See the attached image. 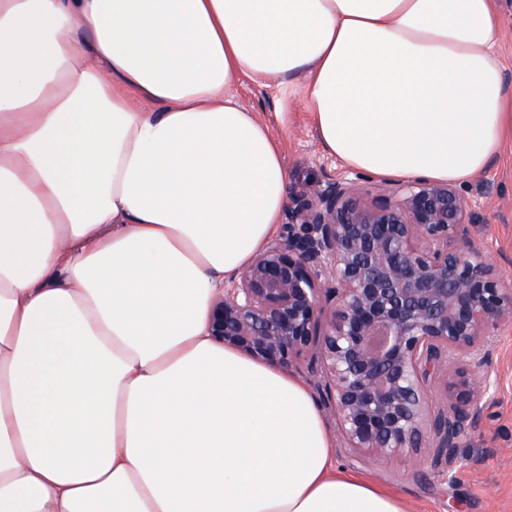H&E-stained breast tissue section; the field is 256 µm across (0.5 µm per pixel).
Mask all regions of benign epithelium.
I'll use <instances>...</instances> for the list:
<instances>
[{
  "label": "benign epithelium",
  "instance_id": "7a95c632",
  "mask_svg": "<svg viewBox=\"0 0 512 512\" xmlns=\"http://www.w3.org/2000/svg\"><path fill=\"white\" fill-rule=\"evenodd\" d=\"M469 203L425 177L350 170L288 193L284 222L213 301L209 335L315 370L345 447L453 467L491 388L489 331L512 326V279L465 246Z\"/></svg>",
  "mask_w": 512,
  "mask_h": 512
}]
</instances>
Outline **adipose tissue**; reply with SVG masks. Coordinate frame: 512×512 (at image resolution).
<instances>
[{"mask_svg":"<svg viewBox=\"0 0 512 512\" xmlns=\"http://www.w3.org/2000/svg\"><path fill=\"white\" fill-rule=\"evenodd\" d=\"M497 0H0V512H408L308 386L215 344L286 206L231 88L326 152L465 183L512 139Z\"/></svg>","mask_w":512,"mask_h":512,"instance_id":"adipose-tissue-1","label":"adipose tissue"}]
</instances>
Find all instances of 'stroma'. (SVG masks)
Wrapping results in <instances>:
<instances>
[{
	"instance_id": "stroma-1",
	"label": "stroma",
	"mask_w": 512,
	"mask_h": 512,
	"mask_svg": "<svg viewBox=\"0 0 512 512\" xmlns=\"http://www.w3.org/2000/svg\"><path fill=\"white\" fill-rule=\"evenodd\" d=\"M231 94L271 121L284 144L289 188L303 189L344 174V166L317 139L301 79L272 87L245 80ZM462 189L472 205L471 244L491 256L507 257L502 273L512 279V142ZM489 343L493 397L478 428L462 439L453 469L437 466L430 448L423 449L414 465L404 459L377 462L340 443L335 446L337 465L398 494L409 512H512V327L490 331Z\"/></svg>"
}]
</instances>
